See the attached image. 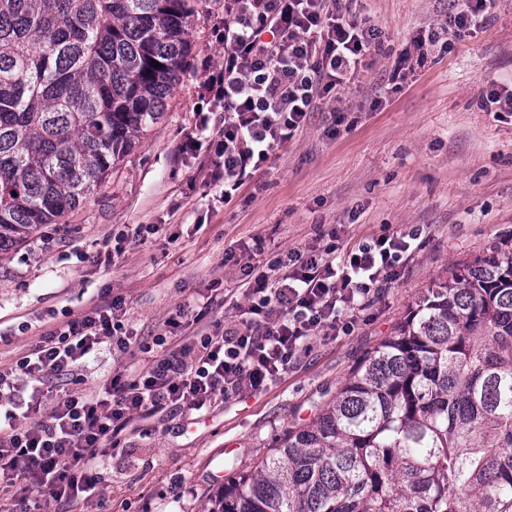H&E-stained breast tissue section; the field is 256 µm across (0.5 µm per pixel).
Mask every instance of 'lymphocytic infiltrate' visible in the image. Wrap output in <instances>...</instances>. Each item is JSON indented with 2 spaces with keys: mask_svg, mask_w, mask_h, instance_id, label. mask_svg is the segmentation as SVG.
<instances>
[{
  "mask_svg": "<svg viewBox=\"0 0 512 512\" xmlns=\"http://www.w3.org/2000/svg\"><path fill=\"white\" fill-rule=\"evenodd\" d=\"M343 0H225L215 28L224 63L210 71L211 110L200 131L214 147V182L237 189L303 127L316 94L350 84L379 37ZM496 0H457L439 30L417 39L420 54L441 36L482 28ZM417 231L362 241L337 258L335 243L282 250L255 239L245 253L246 304L237 324L208 321L209 305L226 304L211 286L207 305H179L152 345L169 351L141 368L113 372L103 384L66 393L42 413L44 379L70 375L101 351L131 350L121 297L91 301L79 316L50 325L9 367H0V483L33 512L32 494L57 501L95 494L108 464L103 444H117L134 417L171 404L201 410L213 396L260 392L280 379L319 332H346L382 283L397 278Z\"/></svg>",
  "mask_w": 512,
  "mask_h": 512,
  "instance_id": "lymphocytic-infiltrate-1",
  "label": "lymphocytic infiltrate"
}]
</instances>
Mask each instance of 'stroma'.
<instances>
[{
	"label": "stroma",
	"instance_id": "stroma-1",
	"mask_svg": "<svg viewBox=\"0 0 512 512\" xmlns=\"http://www.w3.org/2000/svg\"><path fill=\"white\" fill-rule=\"evenodd\" d=\"M344 6L378 28L379 49L338 96L314 98L303 128L228 201L211 182L207 148L181 150L208 101L206 67L224 60L213 36L224 0H198L188 67L162 120L140 134L83 208L0 258V366L106 291L124 298L139 342H150L212 279L241 298L245 276L235 258L256 237L301 250L332 229L341 258L364 239L419 228L401 275L383 284L352 333L318 336L265 391L216 396L200 413L169 405L134 421L119 446L107 448L97 493L64 505L43 497V512H207L231 468L254 465L289 425L309 421L392 336L421 291L453 266L512 248V115L482 102L495 80L512 77V0H498L474 36L431 49L399 84L391 74L401 55L445 23L454 0ZM164 352L101 353L81 377L46 380L43 404Z\"/></svg>",
	"mask_w": 512,
	"mask_h": 512
}]
</instances>
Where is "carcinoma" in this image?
I'll return each instance as SVG.
<instances>
[{"instance_id":"obj_1","label":"carcinoma","mask_w":512,"mask_h":512,"mask_svg":"<svg viewBox=\"0 0 512 512\" xmlns=\"http://www.w3.org/2000/svg\"><path fill=\"white\" fill-rule=\"evenodd\" d=\"M193 13L0 0V255L84 204L161 119ZM208 512H512V250L427 289Z\"/></svg>"}]
</instances>
